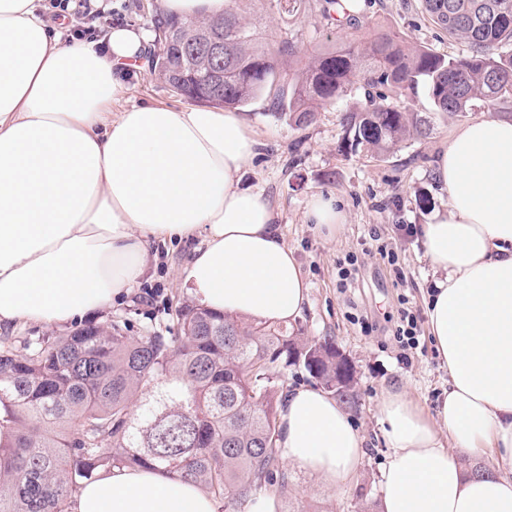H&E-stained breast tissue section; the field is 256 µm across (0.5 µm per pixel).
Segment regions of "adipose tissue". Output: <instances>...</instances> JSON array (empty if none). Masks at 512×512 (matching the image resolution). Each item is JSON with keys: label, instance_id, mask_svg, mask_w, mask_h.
I'll use <instances>...</instances> for the list:
<instances>
[{"label": "adipose tissue", "instance_id": "ef3b65f1", "mask_svg": "<svg viewBox=\"0 0 512 512\" xmlns=\"http://www.w3.org/2000/svg\"><path fill=\"white\" fill-rule=\"evenodd\" d=\"M138 29L64 43L41 0H0V325L61 324L129 293L158 242L200 238L182 270L211 310L295 321L309 286L261 192L240 173L258 142L237 113L184 105L114 111ZM448 204L422 225L435 273L428 327L448 370L434 413L405 390L379 413L390 448L381 512H512V118L481 117L436 163ZM326 238L344 212L310 199ZM281 458L345 492L365 439L328 393L291 391L279 410ZM499 470L478 469L485 457ZM70 512H218L214 498L158 468H112Z\"/></svg>", "mask_w": 512, "mask_h": 512}]
</instances>
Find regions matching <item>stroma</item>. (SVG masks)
Instances as JSON below:
<instances>
[{"label": "stroma", "instance_id": "stroma-1", "mask_svg": "<svg viewBox=\"0 0 512 512\" xmlns=\"http://www.w3.org/2000/svg\"><path fill=\"white\" fill-rule=\"evenodd\" d=\"M323 0H299L289 17L279 18L269 0H242L241 13L257 23L262 34L288 41L293 53L283 67L292 76L308 57L347 33L322 12ZM100 18L78 15L77 0H70V23L102 34L110 25H128L154 36L158 0H97ZM359 37H367L369 23H381L406 43L422 45L449 56L466 54L464 44L449 40L422 10L420 0H363L357 14ZM362 88H353L335 105L321 108L312 123L296 126L279 117L267 96L240 108L255 134L257 156L243 169L242 184L262 192L275 209L283 239L300 264L309 284L308 302L296 321L304 336L333 338L352 361L360 405L353 417L363 432L365 455L350 488L341 494L323 488L316 477L289 468L288 501L295 512H377L380 473L389 453L378 412L382 395L402 388L424 411H433L448 387L442 365L428 331L420 333V347L409 360H401L392 340L401 300L425 313L432 270L425 256L419 229L448 195L435 178L436 157L455 129L480 117L512 118V101L495 109L474 104L465 114L434 115L423 88L405 91L402 100L411 111L433 114L430 135L412 137L387 158L345 150L341 118L363 101ZM183 97L147 71L126 80L122 106L165 104L179 106ZM332 193L339 198L347 222L336 238L317 234L305 219L312 195ZM386 246L388 256L379 255ZM193 248L183 242L160 247L140 287L99 311L95 322L129 318L135 333L172 325L175 310L193 301L190 285L179 271ZM357 258V273L349 288H339L337 264L346 256ZM372 331H364V323Z\"/></svg>", "mask_w": 512, "mask_h": 512}]
</instances>
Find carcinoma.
Masks as SVG:
<instances>
[{
    "mask_svg": "<svg viewBox=\"0 0 512 512\" xmlns=\"http://www.w3.org/2000/svg\"><path fill=\"white\" fill-rule=\"evenodd\" d=\"M225 0L211 19L157 20L150 71L196 99L207 69L196 48L224 43L223 95L244 107L267 95L277 114L301 126L358 82L365 100L342 115L344 147L385 158L431 120L390 93L423 86L435 111L466 113L512 99V0H422L431 21L466 45L451 58L412 47L374 23L366 39L345 38L314 55L288 88L278 79L292 49L261 40L257 26ZM166 331L131 335L127 320L78 325L65 336L0 340V512H68L82 485L106 467L153 465L240 503L256 489L286 490L280 463L283 370L303 367L349 410L354 378L336 388V344L309 340L280 323L218 314L185 302Z\"/></svg>",
    "mask_w": 512,
    "mask_h": 512,
    "instance_id": "cac0c4a2",
    "label": "carcinoma"
}]
</instances>
